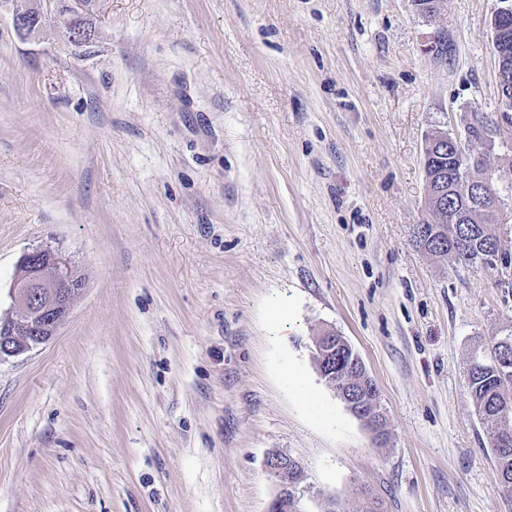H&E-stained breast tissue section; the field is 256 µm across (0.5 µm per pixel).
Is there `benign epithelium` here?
<instances>
[{"mask_svg":"<svg viewBox=\"0 0 512 512\" xmlns=\"http://www.w3.org/2000/svg\"><path fill=\"white\" fill-rule=\"evenodd\" d=\"M491 27L497 37L508 30L512 21V0H496ZM68 24L69 38L83 45L92 38V28L80 27L82 16L74 8ZM42 25L37 12L17 13L14 28L22 37L33 34ZM84 289V281L75 266L61 252L51 247H36L23 254L18 273L10 286L12 311L0 316V335L11 344L0 347V361L26 354L51 341L70 316L73 304ZM318 371L326 381L336 376V332L327 331L315 339ZM290 457L273 453L267 466L278 483V493L269 512H295L303 500L301 477L288 468Z\"/></svg>","mask_w":512,"mask_h":512,"instance_id":"1","label":"benign epithelium"}]
</instances>
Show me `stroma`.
Returning <instances> with one entry per match:
<instances>
[{
    "mask_svg": "<svg viewBox=\"0 0 512 512\" xmlns=\"http://www.w3.org/2000/svg\"><path fill=\"white\" fill-rule=\"evenodd\" d=\"M435 5L86 0L79 46L56 0H0V314L28 249L85 281L51 342L0 362V512H268L274 451L306 512L365 489L385 512H512L467 387L512 328V148H479L504 260L413 236L428 137L499 105L496 2ZM326 330L377 383L386 441L320 376Z\"/></svg>",
    "mask_w": 512,
    "mask_h": 512,
    "instance_id": "obj_1",
    "label": "stroma"
}]
</instances>
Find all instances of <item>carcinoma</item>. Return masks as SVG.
Segmentation results:
<instances>
[{
    "mask_svg": "<svg viewBox=\"0 0 512 512\" xmlns=\"http://www.w3.org/2000/svg\"><path fill=\"white\" fill-rule=\"evenodd\" d=\"M504 56L498 60L499 96L509 101L499 124L482 112L471 113L465 128L469 143H494L508 138L512 131V38ZM446 133L429 137L424 151L423 167L428 186L429 217L414 228V238L421 248L435 255H448L463 266L485 265L489 249L500 246L492 225L499 223L502 210L492 198L475 201L464 190V182L489 173L483 155L476 156L469 172L457 170L453 142ZM508 342L495 340L485 358L471 359L468 367V389L475 413L491 432L494 477L503 492L512 498V330L506 332ZM353 352L336 351V389L356 388L359 403L374 398L379 389L371 377L365 376L352 363Z\"/></svg>",
    "mask_w": 512,
    "mask_h": 512,
    "instance_id": "carcinoma-1",
    "label": "carcinoma"
}]
</instances>
